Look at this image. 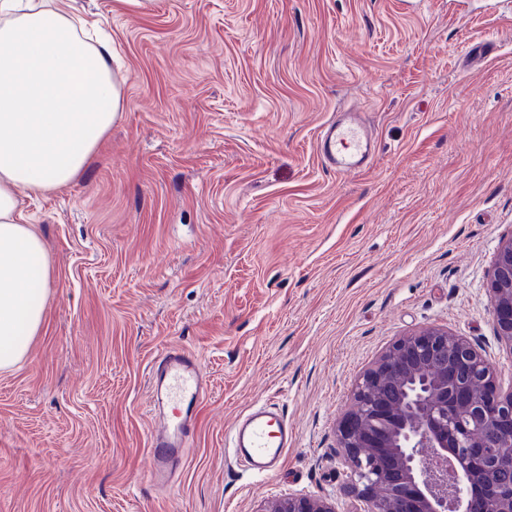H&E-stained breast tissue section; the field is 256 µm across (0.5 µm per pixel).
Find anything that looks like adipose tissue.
I'll use <instances>...</instances> for the list:
<instances>
[{
    "mask_svg": "<svg viewBox=\"0 0 512 512\" xmlns=\"http://www.w3.org/2000/svg\"><path fill=\"white\" fill-rule=\"evenodd\" d=\"M78 0H0V369L41 329L50 267L22 209L92 162L123 109L112 43H88Z\"/></svg>",
    "mask_w": 512,
    "mask_h": 512,
    "instance_id": "adipose-tissue-1",
    "label": "adipose tissue"
}]
</instances>
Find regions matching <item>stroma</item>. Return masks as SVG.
<instances>
[{"label": "stroma", "instance_id": "stroma-1", "mask_svg": "<svg viewBox=\"0 0 512 512\" xmlns=\"http://www.w3.org/2000/svg\"><path fill=\"white\" fill-rule=\"evenodd\" d=\"M80 4L124 109L78 179L24 202L52 275L28 356L0 369V512H350L337 427L394 341L444 327L512 385L488 287L512 237V0ZM340 112L376 136L364 172L317 154ZM175 345L208 391L160 489L149 364ZM266 402L296 443L257 480L226 445ZM260 512H336V506L325 498L289 494L268 501Z\"/></svg>", "mask_w": 512, "mask_h": 512}]
</instances>
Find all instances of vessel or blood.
<instances>
[{
    "label": "vessel or blood",
    "mask_w": 512,
    "mask_h": 512,
    "mask_svg": "<svg viewBox=\"0 0 512 512\" xmlns=\"http://www.w3.org/2000/svg\"><path fill=\"white\" fill-rule=\"evenodd\" d=\"M317 152L337 174L361 171L373 153L369 133L357 113L325 126ZM205 395L198 358L184 348L167 350L151 370L150 405L161 408L158 425L147 439L146 477L152 485L168 488L187 460V445L196 427V409ZM294 442V433L278 407L260 405L239 417L230 433V454L253 475L275 469Z\"/></svg>",
    "instance_id": "vessel-or-blood-1"
}]
</instances>
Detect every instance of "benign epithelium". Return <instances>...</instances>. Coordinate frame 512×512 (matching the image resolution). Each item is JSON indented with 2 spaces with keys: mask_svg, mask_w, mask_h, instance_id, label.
<instances>
[{
  "mask_svg": "<svg viewBox=\"0 0 512 512\" xmlns=\"http://www.w3.org/2000/svg\"><path fill=\"white\" fill-rule=\"evenodd\" d=\"M490 292L497 336L512 348V237L496 252ZM493 425L495 437L473 432ZM353 512H512V484L477 488L484 470H512V387L468 339L425 327L396 340L355 385L338 425ZM260 512H336L290 494Z\"/></svg>",
  "mask_w": 512,
  "mask_h": 512,
  "instance_id": "obj_1",
  "label": "benign epithelium"
}]
</instances>
